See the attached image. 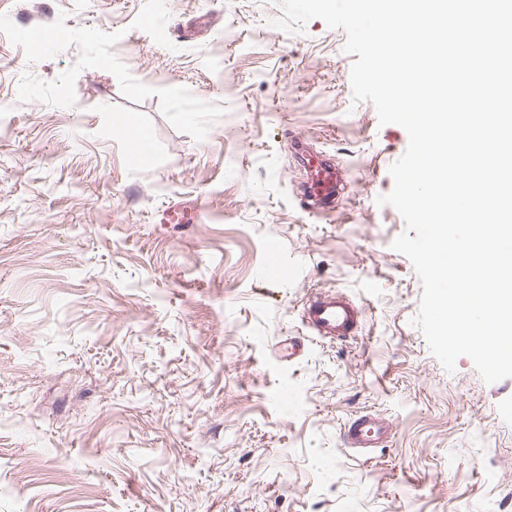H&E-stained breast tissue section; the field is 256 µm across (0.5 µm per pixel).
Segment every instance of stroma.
<instances>
[{"label":"stroma","mask_w":512,"mask_h":512,"mask_svg":"<svg viewBox=\"0 0 512 512\" xmlns=\"http://www.w3.org/2000/svg\"><path fill=\"white\" fill-rule=\"evenodd\" d=\"M278 0H0V512H505L512 378L447 371L377 205L406 151ZM193 26L191 39L174 38ZM53 30L31 43L28 32ZM148 150L130 164L127 127ZM343 175L310 214L290 141ZM202 224H164L170 206ZM345 292L323 343L305 303ZM300 337L301 354L277 344ZM388 417L387 447H342ZM363 320V310L343 293H318L304 306L302 321L317 339L326 342L354 335ZM393 432V423L383 417L360 414L350 418L341 428V444L345 448L363 450L385 446Z\"/></svg>","instance_id":"1"}]
</instances>
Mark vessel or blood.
Wrapping results in <instances>:
<instances>
[{
  "instance_id": "obj_1",
  "label": "vessel or blood",
  "mask_w": 512,
  "mask_h": 512,
  "mask_svg": "<svg viewBox=\"0 0 512 512\" xmlns=\"http://www.w3.org/2000/svg\"><path fill=\"white\" fill-rule=\"evenodd\" d=\"M293 148L306 171L308 200L320 208H328L340 190L337 167L330 157L309 148L301 140H294ZM204 220L205 212L201 209L188 211L171 207L162 215V221L166 224H198ZM362 320V308L339 292L312 296L302 316L305 327L315 338L330 343L354 335ZM392 432L393 424L389 419L360 414L344 423L340 437L344 447L363 450L384 446Z\"/></svg>"
}]
</instances>
